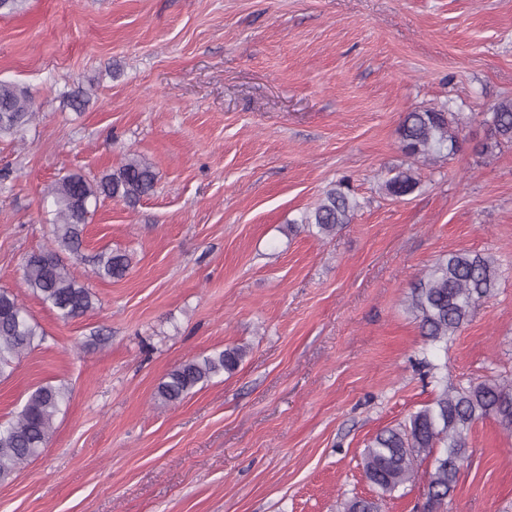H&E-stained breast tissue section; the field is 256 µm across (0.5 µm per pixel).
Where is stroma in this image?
Returning <instances> with one entry per match:
<instances>
[{
  "instance_id": "obj_1",
  "label": "stroma",
  "mask_w": 512,
  "mask_h": 512,
  "mask_svg": "<svg viewBox=\"0 0 512 512\" xmlns=\"http://www.w3.org/2000/svg\"><path fill=\"white\" fill-rule=\"evenodd\" d=\"M0 80L36 112L24 141L0 139V288L46 333L0 379V421L38 385L68 389L0 512H416L423 477L381 494L368 442L441 376L512 377V142L480 149L512 98V0H26L0 15ZM442 106L460 149L405 155V113ZM130 153L156 187L97 207L71 264L96 307L61 320L21 279L52 238L45 187ZM408 167L418 188L391 197ZM344 176L352 223L290 231ZM104 249L132 254L123 279L94 274ZM458 250L494 257L497 289L432 345L404 298ZM233 345V374L158 401L175 365ZM468 442L444 512H512V435L486 419ZM420 181L411 168L398 170L385 182V190L395 198H402L412 194Z\"/></svg>"
}]
</instances>
